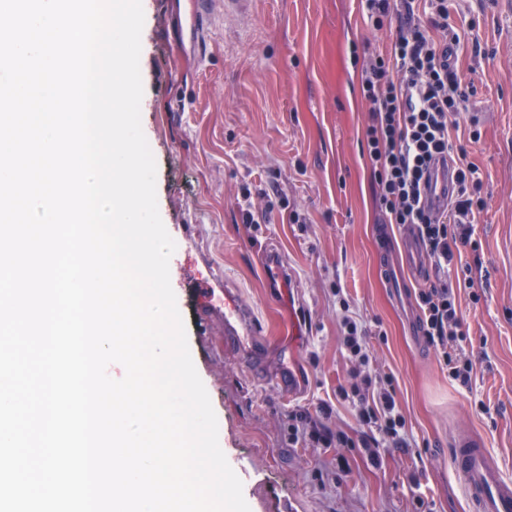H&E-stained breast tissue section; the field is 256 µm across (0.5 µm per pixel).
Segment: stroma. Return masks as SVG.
I'll use <instances>...</instances> for the list:
<instances>
[{
	"label": "stroma",
	"instance_id": "obj_1",
	"mask_svg": "<svg viewBox=\"0 0 512 512\" xmlns=\"http://www.w3.org/2000/svg\"><path fill=\"white\" fill-rule=\"evenodd\" d=\"M500 2L448 0L455 66L473 88L459 119L481 130L469 159L487 202L473 227L479 250L448 267L450 280L468 281L458 290L472 340L465 352L476 361L466 389L414 329L415 293L437 272L427 260L420 272L406 269L408 230L385 223L367 158L369 106L351 47L382 50L395 27L371 26L357 0H254L248 18L216 19L198 57L170 21L183 0H142L141 125L179 251L171 286L250 512H415L420 498L434 512H471L451 469L463 435L512 476V11ZM275 193L289 219L243 222V209ZM272 249L288 264L287 289L274 286ZM388 261L403 269L400 281L386 280ZM226 287L256 327L261 369L225 338L223 317L205 314ZM346 314L366 330L363 373L393 375L406 421L408 447L383 443L376 464L360 442L359 404L341 393L354 368L342 344ZM295 414L348 445L293 440Z\"/></svg>",
	"mask_w": 512,
	"mask_h": 512
}]
</instances>
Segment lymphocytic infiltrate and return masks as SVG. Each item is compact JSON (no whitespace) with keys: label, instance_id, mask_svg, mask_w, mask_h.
Masks as SVG:
<instances>
[{"label":"lymphocytic infiltrate","instance_id":"f902f5d3","mask_svg":"<svg viewBox=\"0 0 512 512\" xmlns=\"http://www.w3.org/2000/svg\"><path fill=\"white\" fill-rule=\"evenodd\" d=\"M359 2L375 28L399 26L390 46L361 70V96L371 112L364 138L376 200L387 223L416 230L427 256L440 267L456 252L476 249L473 226L484 210L483 181L468 159V147L481 133L472 128L466 138L455 135L468 93L450 62L448 0H427L420 18L414 0ZM447 160L453 164L455 192L450 207L439 210L428 202L430 175L436 163ZM416 303L426 341L438 351L449 379L471 388L474 362L460 353L469 332L452 285L437 279L419 289ZM351 392L374 395L359 414L367 429L362 445L371 459H378L380 441L407 447L392 381L377 388L366 376Z\"/></svg>","mask_w":512,"mask_h":512}]
</instances>
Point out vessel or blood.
Listing matches in <instances>:
<instances>
[{"label": "vessel or blood", "instance_id": "obj_1", "mask_svg": "<svg viewBox=\"0 0 512 512\" xmlns=\"http://www.w3.org/2000/svg\"><path fill=\"white\" fill-rule=\"evenodd\" d=\"M251 0H189L177 16V29L186 34L194 50H202L211 37L217 16L246 9ZM452 173L437 167L431 179L429 198L438 207L449 201ZM245 309L232 291L224 293V333L232 337L244 334ZM452 466L462 479L474 512H512V479L490 459L487 449L462 440L456 445Z\"/></svg>", "mask_w": 512, "mask_h": 512}]
</instances>
